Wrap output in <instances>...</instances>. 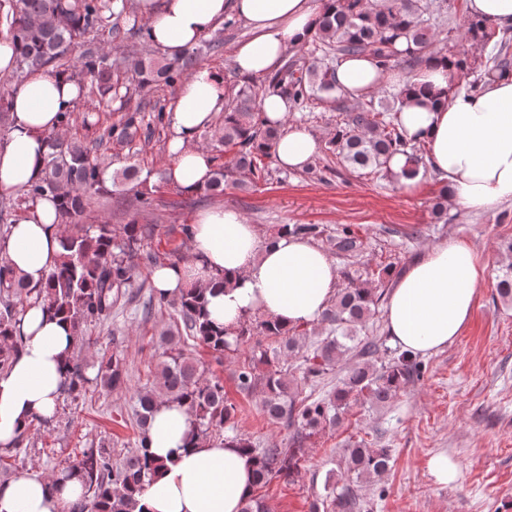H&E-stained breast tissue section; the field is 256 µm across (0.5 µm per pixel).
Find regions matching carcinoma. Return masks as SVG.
Returning a JSON list of instances; mask_svg holds the SVG:
<instances>
[{
    "instance_id": "cac0c4a2",
    "label": "carcinoma",
    "mask_w": 512,
    "mask_h": 512,
    "mask_svg": "<svg viewBox=\"0 0 512 512\" xmlns=\"http://www.w3.org/2000/svg\"><path fill=\"white\" fill-rule=\"evenodd\" d=\"M129 9L128 0H12L5 25L17 48L16 71L27 74L53 67L73 76L84 75L90 83L82 87V92L96 100L112 97V77L121 70L135 76L140 91L156 83L178 87L199 65L196 47L168 59L155 55L147 45L139 53L116 56L88 46L86 36L90 32L107 18L120 17ZM436 15L431 0H335L321 14L312 41L322 46L325 55L336 59L369 55L385 72L401 63L428 65L441 55L434 49ZM460 28L459 38L480 42L491 51L482 62L465 49L450 55V85L478 93L484 89L486 77L512 71L511 32L468 17ZM334 69L330 63L291 59L274 74L272 83L288 94L289 108L301 112L314 96L336 97ZM256 97L253 87L245 84L231 104L224 106L219 143L235 151L234 160L214 167L205 191L222 194L224 186H245L264 171L263 160L272 156L280 129L262 118L256 109ZM403 103L401 90L392 94L390 105L373 98L359 102L357 109L337 125L331 140L340 164L354 171L398 179L400 175L388 168V161L393 154L401 153L410 164L404 176L414 178L426 170V145L407 137L398 121ZM46 145L44 174L25 188L23 195L31 203L42 197L56 198L61 219L68 226L67 235L58 265L40 287L29 286L6 262H0V373L22 350L19 324L27 304L40 299L52 316L67 322L74 332L64 391L77 398L92 382L105 390L122 389L128 374L119 352L102 355L95 376L89 378L80 351L90 346L87 327L108 320L126 289L133 285L137 274L134 258L141 255L154 228L134 220L128 224H87L84 218L92 196L110 193L117 185L138 186L147 179L141 177L135 165L110 171L91 148L80 142L51 133L46 136ZM448 193V188L440 191L431 204L436 223L446 219ZM334 246L353 253L360 241L351 228L345 227L336 236ZM496 294L504 304L512 303V267L500 278ZM380 299L373 289L348 279L323 314L328 326L326 336L302 356L300 374L295 375L288 372V359L302 351L299 328H285L268 319L257 323L245 319L229 340L224 329L209 320L203 290L191 288L171 299L149 295L143 313L152 314L157 302L172 306L185 335L162 337L164 349L156 383L135 393V447L120 461L113 459L108 448H85L62 470L67 478L78 477L85 489V500L70 512H136L139 495L162 467L149 455L147 443L148 421L158 395L187 407L193 415V437L201 442L220 437L225 429L234 427L235 404L225 398L223 382L207 374L192 357L188 351L190 340L220 357L254 342L251 363L236 374L237 388L246 394L260 392L265 417L286 425L293 433L287 443L273 448H255L241 435L234 439L254 462L252 489L263 488L277 478H294L302 468L306 439L335 427L341 414L357 403H389L422 374V363L409 353L394 356L378 367L371 363L384 344L363 340L357 331L373 315ZM355 350L360 360L345 368L328 397L311 401L303 397L306 385L317 382ZM261 366L265 371L256 373ZM391 462L390 448H371L360 442L345 449L337 478L325 482L324 498L314 503L312 512H358L359 480L384 475Z\"/></svg>"
}]
</instances>
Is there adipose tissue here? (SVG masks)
Here are the masks:
<instances>
[{
  "instance_id": "ef3b65f1",
  "label": "adipose tissue",
  "mask_w": 512,
  "mask_h": 512,
  "mask_svg": "<svg viewBox=\"0 0 512 512\" xmlns=\"http://www.w3.org/2000/svg\"><path fill=\"white\" fill-rule=\"evenodd\" d=\"M321 0H136L148 41L168 57L181 56L212 31L225 14L244 20L252 35L231 58L233 69L261 76L278 69L289 47L308 41ZM336 88L358 101L382 83L411 85L399 114L408 137L426 141L430 161L447 180L453 204L484 209L512 198V74L489 77L482 94L453 93L447 107L431 106V94L448 88V64L436 59L412 73L382 72L375 60L347 56L336 64ZM81 85L47 69L28 74L10 94L11 131L0 145V192L15 193L42 175L45 137L60 131V114L81 97ZM224 72L202 66L184 81L170 110L168 178L184 192L207 186L214 161L200 143L217 131L224 112ZM265 117L284 125L273 148L276 163L300 170L318 143L302 125L288 124L287 104L271 92L260 101ZM65 226L55 200L39 199L10 227L0 258L29 286L42 285L63 252ZM190 261L152 272L158 295L205 289L211 320L225 329L247 315L290 326L318 325L336 293V263L302 236L284 231L264 238L236 210L215 206L191 227ZM485 260L468 242L451 238L425 250L390 290L385 308L389 336L412 354L448 346L469 323ZM24 346L0 374V447H11L33 417L55 415L63 359L73 343L69 327L50 318L42 303L30 304L20 323ZM192 417L186 406L159 398L147 428L150 450L165 470L146 487L140 512H241L249 496L252 466L236 441L187 447ZM83 497L74 478L19 476L0 484V512H69Z\"/></svg>"
}]
</instances>
